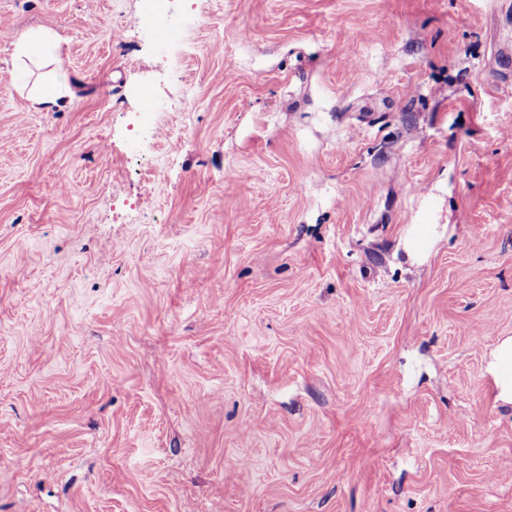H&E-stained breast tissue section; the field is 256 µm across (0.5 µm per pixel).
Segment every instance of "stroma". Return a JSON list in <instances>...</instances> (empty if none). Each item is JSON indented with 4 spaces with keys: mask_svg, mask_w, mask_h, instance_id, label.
Listing matches in <instances>:
<instances>
[{
    "mask_svg": "<svg viewBox=\"0 0 512 512\" xmlns=\"http://www.w3.org/2000/svg\"><path fill=\"white\" fill-rule=\"evenodd\" d=\"M151 30L0 0V512H512V0ZM58 41L55 34L49 30H28L22 32L15 43V53L18 62L25 60H50L56 65L53 72V82L62 88L67 84V74L57 53Z\"/></svg>",
    "mask_w": 512,
    "mask_h": 512,
    "instance_id": "35a3bbf8",
    "label": "stroma"
}]
</instances>
